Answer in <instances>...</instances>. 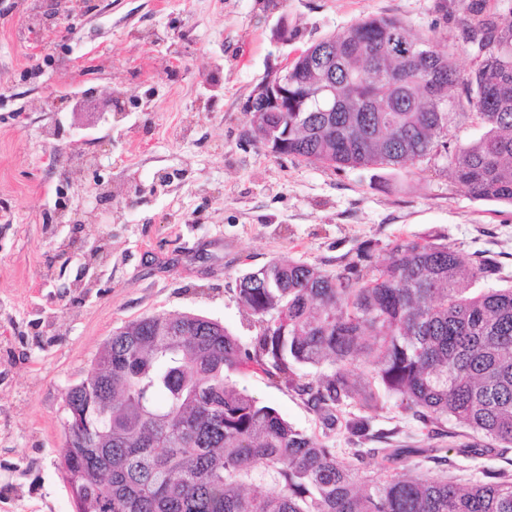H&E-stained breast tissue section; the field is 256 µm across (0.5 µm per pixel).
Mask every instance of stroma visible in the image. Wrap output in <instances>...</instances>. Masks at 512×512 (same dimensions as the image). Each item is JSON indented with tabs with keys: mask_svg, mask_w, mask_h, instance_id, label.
<instances>
[{
	"mask_svg": "<svg viewBox=\"0 0 512 512\" xmlns=\"http://www.w3.org/2000/svg\"><path fill=\"white\" fill-rule=\"evenodd\" d=\"M0 0V512H74L59 466L64 395L112 332L189 312L242 342L259 332L237 297L244 273L285 259L334 274L373 245L429 237L501 267L512 285V206L474 199L445 158L337 170L271 154L250 137L267 72L368 16L402 19L476 64L469 0ZM287 24V40L275 36ZM46 59L42 78L20 71ZM95 88L60 103L59 89ZM68 154L58 167L48 156ZM73 220H56L59 198ZM234 381L295 427L321 433L305 400L261 371ZM364 449L429 448L387 404ZM466 481L512 472V451L428 462Z\"/></svg>",
	"mask_w": 512,
	"mask_h": 512,
	"instance_id": "obj_1",
	"label": "stroma"
}]
</instances>
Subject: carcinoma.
Segmentation results:
<instances>
[{
	"mask_svg": "<svg viewBox=\"0 0 512 512\" xmlns=\"http://www.w3.org/2000/svg\"><path fill=\"white\" fill-rule=\"evenodd\" d=\"M483 58L467 74L444 49L398 18L368 17L307 48L288 68V111L252 101V131L288 133L285 153L336 169H376L444 156L450 177L476 199L512 205V23L475 0L463 19ZM336 55L325 71L316 54ZM400 71L403 87L372 75ZM336 84V111L300 84ZM463 84L445 112L428 86ZM468 107L484 133L462 140L453 110ZM495 261L467 262L431 240L396 244L383 265L371 247L334 275L272 261L239 278V303L260 334L242 343L191 313L145 317L104 343L94 371L65 402L89 427L61 449L85 512H512V474L469 485L410 466L403 448H374L380 476L360 471L366 452L330 444L336 428L366 438L368 414L392 401L436 432L446 420L512 449V287L477 289ZM360 364L357 377L352 366ZM257 367L292 388L323 431L308 434L239 388L231 375ZM317 375L303 381L299 370ZM360 415L345 417L344 408Z\"/></svg>",
	"mask_w": 512,
	"mask_h": 512,
	"instance_id": "cac0c4a2",
	"label": "carcinoma"
}]
</instances>
